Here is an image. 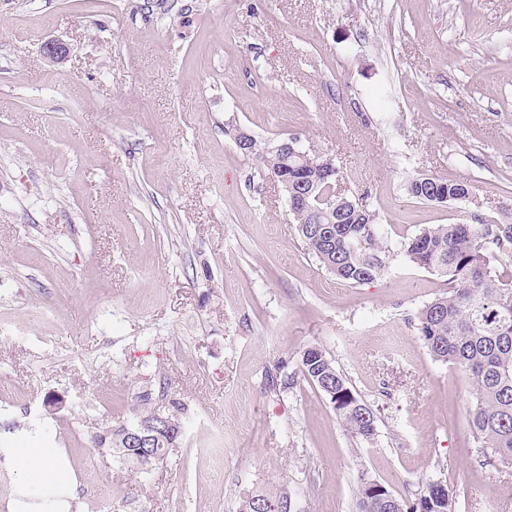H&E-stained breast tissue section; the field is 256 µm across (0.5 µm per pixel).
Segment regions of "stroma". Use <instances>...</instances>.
Listing matches in <instances>:
<instances>
[{
    "label": "stroma",
    "mask_w": 512,
    "mask_h": 512,
    "mask_svg": "<svg viewBox=\"0 0 512 512\" xmlns=\"http://www.w3.org/2000/svg\"><path fill=\"white\" fill-rule=\"evenodd\" d=\"M68 57L51 61L44 41ZM295 134L351 173L389 241L512 208V0H0V512L16 448L55 447L71 512H238L288 486L300 512H352L358 476L458 512H512L486 465L464 371L415 325L442 278L395 255L336 280L235 136ZM421 175L469 201L409 197ZM322 348L377 415L352 437L306 381ZM185 404L150 474L94 447L105 424ZM426 179L429 181H424ZM427 183L430 185H425ZM429 188H432V192L437 191V193L442 194L443 197L448 196V198H454L466 190L472 192V187L465 181L457 179H445L434 176H420L412 179L408 182L406 191L409 196L416 199L417 201L434 204H448V200L447 202L442 203L431 199L429 197L431 193V191H428ZM286 495H291L290 491H288L287 487L281 486L275 489H264V490H246L242 493L240 497L239 504V512H253V502L254 500H265L271 502H260L258 505L259 512H280V508L286 509L282 505H278L276 503L283 499ZM292 496V495H291Z\"/></svg>",
    "instance_id": "stroma-1"
}]
</instances>
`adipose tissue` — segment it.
Here are the masks:
<instances>
[{"instance_id":"adipose-tissue-1","label":"adipose tissue","mask_w":512,"mask_h":512,"mask_svg":"<svg viewBox=\"0 0 512 512\" xmlns=\"http://www.w3.org/2000/svg\"><path fill=\"white\" fill-rule=\"evenodd\" d=\"M13 462L17 512H69L70 479L58 467L55 449H21Z\"/></svg>"}]
</instances>
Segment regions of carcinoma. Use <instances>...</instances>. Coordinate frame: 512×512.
Here are the masks:
<instances>
[{"instance_id": "carcinoma-1", "label": "carcinoma", "mask_w": 512, "mask_h": 512, "mask_svg": "<svg viewBox=\"0 0 512 512\" xmlns=\"http://www.w3.org/2000/svg\"><path fill=\"white\" fill-rule=\"evenodd\" d=\"M271 143L253 138L240 147L246 156L262 160L271 178L288 181L289 202L298 233L320 264L338 280L362 285L388 273L395 253L407 262L444 279L446 292L425 304L418 313V330L433 358L465 371L471 381L469 426L483 448L487 465L512 467V222L487 220L480 224H433L389 245L380 236L376 210L368 196L346 194L341 204L338 184L346 179L341 168L329 172L319 166L318 153L287 158L269 152ZM471 190L462 180L416 177L406 191L412 198L431 203L430 192L454 198ZM336 223V237L324 235L323 226ZM301 374L335 410L346 431L370 443L376 436V414L352 388L326 352L316 346L304 350ZM141 410L136 422L118 421L95 435L97 448L112 450V461L132 466L141 474L164 459L183 436L182 418L163 413L166 423L151 432L152 443L140 455L122 450L125 433L143 423L157 421L148 407L151 393L137 396ZM288 488L246 490L239 512H253L254 500L277 502ZM354 512H457V500L447 486L427 482L423 494L409 504L384 484L359 478Z\"/></svg>"}]
</instances>
